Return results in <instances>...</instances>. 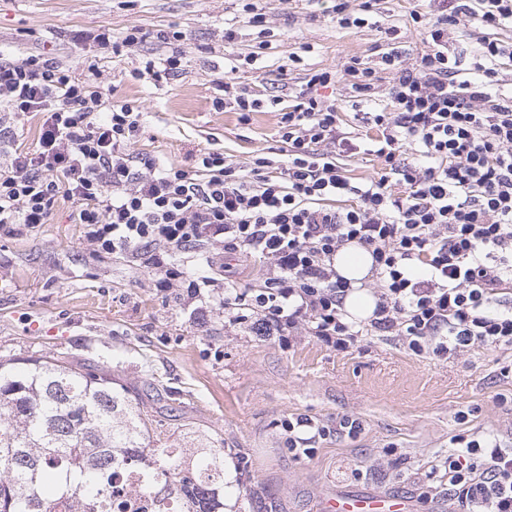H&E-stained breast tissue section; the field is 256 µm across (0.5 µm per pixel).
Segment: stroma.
<instances>
[{
  "label": "stroma",
  "instance_id": "35a3bbf8",
  "mask_svg": "<svg viewBox=\"0 0 512 512\" xmlns=\"http://www.w3.org/2000/svg\"><path fill=\"white\" fill-rule=\"evenodd\" d=\"M265 28L250 26L240 0H0V50L11 59L41 54L79 69L100 56L102 85L140 105L144 132L134 147L160 167H193L199 150L224 153L249 168L280 157L278 113L241 123L215 109L217 83L234 68L254 98L292 101L308 73L375 63L394 41L414 64L426 48L410 13L415 0H377V24L342 29L331 0H262ZM140 26L143 44L120 57L98 52L81 33L119 37ZM183 41L163 44L160 30ZM236 39L225 45V30ZM270 47L244 61L260 42ZM309 45L301 63L290 60ZM184 54L166 82L137 79L144 57ZM59 201L48 224L0 230V360L55 357L109 367L153 409V427L173 447L186 431L214 438L236 467L240 512H321L339 493L406 497L412 512H448V494L423 497L425 474L464 430L498 435L512 446V350L471 348L445 360L415 354L398 336H373L336 351L298 331L282 346L233 324L219 305L195 319L177 289H157L129 253L95 252L87 228L72 224ZM307 417L331 428L312 458L289 453L281 424ZM359 419L354 437L341 417Z\"/></svg>",
  "mask_w": 512,
  "mask_h": 512
}]
</instances>
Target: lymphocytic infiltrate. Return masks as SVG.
Here are the masks:
<instances>
[{
	"instance_id": "f902f5d3",
	"label": "lymphocytic infiltrate",
	"mask_w": 512,
	"mask_h": 512,
	"mask_svg": "<svg viewBox=\"0 0 512 512\" xmlns=\"http://www.w3.org/2000/svg\"><path fill=\"white\" fill-rule=\"evenodd\" d=\"M473 19L459 27L460 14ZM425 31L426 50L405 65L397 50L380 55V68L352 60L344 72L355 97L375 94L377 71L390 77L389 109L370 112L373 137L343 125L329 92L336 73H309L292 104L280 96L249 98L232 81L225 104L249 121L269 108L280 114L278 135L287 160L257 157L250 169L223 153L201 152L190 170L141 172L133 150L143 129L138 105L111 103L99 81V59L81 72L40 55L0 56V113L21 121L35 115L34 148H15L0 162V227L49 223L58 199L73 201L69 220L88 226L89 245L132 252L159 288L183 273L173 258L220 243L267 262L259 285L201 276L188 281V298L219 301L229 322L288 344L297 329L346 350L374 333L402 337L416 354L445 357L464 348H512V88L501 89L499 67L512 45L496 31L512 27V0H427L410 14ZM466 40L461 62L449 42ZM416 145L422 163L402 153ZM372 155L379 177L356 182L339 157ZM404 186L394 196L391 184ZM367 249L378 279L366 323L350 319L344 299L351 284L337 274V252ZM282 429L288 448L313 457L327 426L299 417ZM447 456L431 476L448 484L461 512H512V448L493 434L451 437Z\"/></svg>"
}]
</instances>
